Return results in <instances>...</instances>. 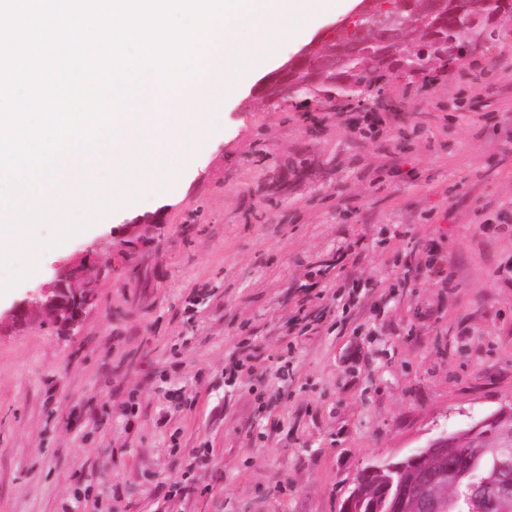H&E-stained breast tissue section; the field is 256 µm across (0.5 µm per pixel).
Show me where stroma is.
Segmentation results:
<instances>
[{"instance_id": "35a3bbf8", "label": "stroma", "mask_w": 512, "mask_h": 512, "mask_svg": "<svg viewBox=\"0 0 512 512\" xmlns=\"http://www.w3.org/2000/svg\"><path fill=\"white\" fill-rule=\"evenodd\" d=\"M301 46L225 101L166 194L87 224L0 296L8 310L92 252L74 332L45 316L0 330V512H339L360 468L512 403V235L487 225L512 209V141L482 119L512 116V30L433 79L365 90L396 115L372 143L322 99L254 93ZM406 250L438 254L449 281L395 287ZM342 252L360 293L302 292ZM302 310L325 318L297 335ZM243 340L266 375L225 386ZM194 448L210 461L188 472Z\"/></svg>"}]
</instances>
